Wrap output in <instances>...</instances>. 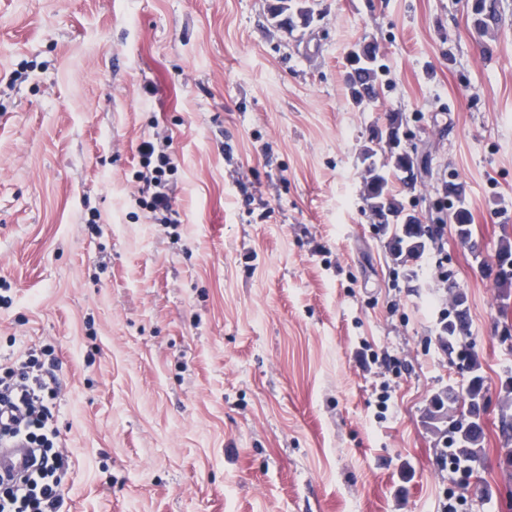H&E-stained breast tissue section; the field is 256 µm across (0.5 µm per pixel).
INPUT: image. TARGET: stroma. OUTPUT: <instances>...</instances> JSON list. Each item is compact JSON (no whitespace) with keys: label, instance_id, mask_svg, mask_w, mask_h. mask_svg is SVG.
<instances>
[{"label":"stroma","instance_id":"1","mask_svg":"<svg viewBox=\"0 0 512 512\" xmlns=\"http://www.w3.org/2000/svg\"><path fill=\"white\" fill-rule=\"evenodd\" d=\"M472 4L313 0L287 30L267 0H0V368L55 350L71 512H512V0L484 35ZM390 114L427 156L392 189L437 229L405 264L364 200ZM145 140L174 157L166 224ZM459 294L491 397L465 479L424 424L468 383L436 340ZM360 68H350L347 73V83L354 103L358 106H365L375 102L378 97L377 86L380 79V66L377 61V54L369 59Z\"/></svg>","mask_w":512,"mask_h":512}]
</instances>
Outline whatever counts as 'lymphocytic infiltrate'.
I'll return each instance as SVG.
<instances>
[{
  "instance_id": "obj_1",
  "label": "lymphocytic infiltrate",
  "mask_w": 512,
  "mask_h": 512,
  "mask_svg": "<svg viewBox=\"0 0 512 512\" xmlns=\"http://www.w3.org/2000/svg\"><path fill=\"white\" fill-rule=\"evenodd\" d=\"M140 154L152 165L143 177L152 189L145 207L154 223H167L172 204L165 176L174 166L173 158L151 141L141 144ZM58 368L53 350L44 349L0 372V407L14 413L13 428L0 426V439L9 437L15 429L39 450L34 468L25 479L0 481V512H67L63 477L69 463L57 444L55 420Z\"/></svg>"
}]
</instances>
